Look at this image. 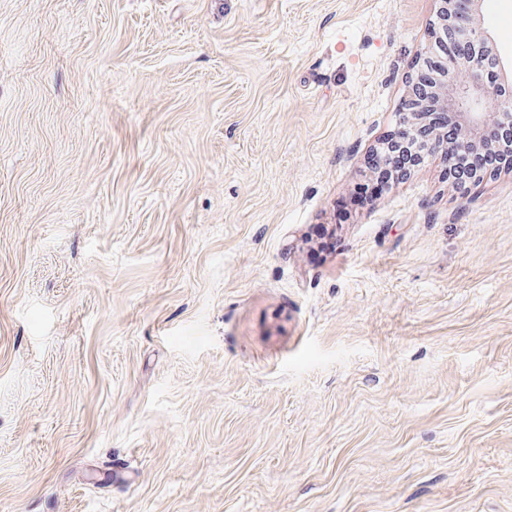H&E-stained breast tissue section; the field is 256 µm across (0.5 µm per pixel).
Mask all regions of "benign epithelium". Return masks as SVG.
<instances>
[{
	"instance_id": "benign-epithelium-1",
	"label": "benign epithelium",
	"mask_w": 512,
	"mask_h": 512,
	"mask_svg": "<svg viewBox=\"0 0 512 512\" xmlns=\"http://www.w3.org/2000/svg\"><path fill=\"white\" fill-rule=\"evenodd\" d=\"M438 4L430 31V48L423 63L437 71L433 86L412 94L407 110L399 113L402 145L421 155H456L463 161L477 152L496 151L512 142V61L498 51L501 34L482 18L484 0H435ZM441 107L459 128L449 144L443 134L413 136V117Z\"/></svg>"
}]
</instances>
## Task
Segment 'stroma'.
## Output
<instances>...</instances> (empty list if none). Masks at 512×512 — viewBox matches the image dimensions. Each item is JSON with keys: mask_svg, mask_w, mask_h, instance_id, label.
<instances>
[{"mask_svg": "<svg viewBox=\"0 0 512 512\" xmlns=\"http://www.w3.org/2000/svg\"><path fill=\"white\" fill-rule=\"evenodd\" d=\"M435 0H0V512H512V174L397 129ZM419 165L420 161L412 148L401 150L395 154L392 163L386 168H378L379 174L372 187L370 184H365L357 189L353 202L363 203L370 195L380 192L388 182L395 181L400 171L409 173Z\"/></svg>", "mask_w": 512, "mask_h": 512, "instance_id": "stroma-1", "label": "stroma"}]
</instances>
